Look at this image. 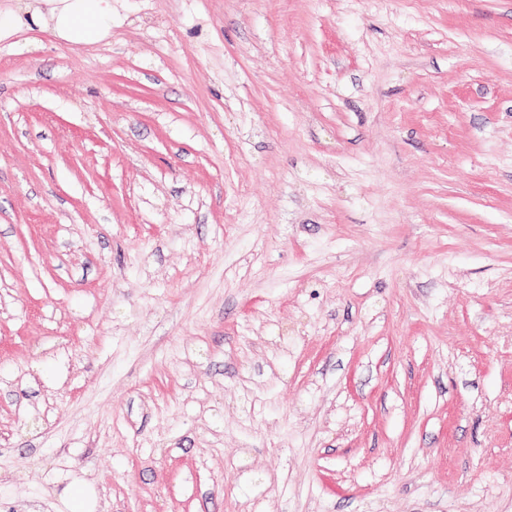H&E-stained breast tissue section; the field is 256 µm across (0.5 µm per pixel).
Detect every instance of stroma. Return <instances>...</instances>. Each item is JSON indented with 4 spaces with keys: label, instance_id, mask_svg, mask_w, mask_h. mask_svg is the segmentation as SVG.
Here are the masks:
<instances>
[{
    "label": "stroma",
    "instance_id": "obj_1",
    "mask_svg": "<svg viewBox=\"0 0 512 512\" xmlns=\"http://www.w3.org/2000/svg\"><path fill=\"white\" fill-rule=\"evenodd\" d=\"M512 512V0H112L0 33V512ZM52 4L47 16L40 7H31L24 16L0 17V27L42 26L52 22L58 36L75 44L99 41L112 27V0H35Z\"/></svg>",
    "mask_w": 512,
    "mask_h": 512
}]
</instances>
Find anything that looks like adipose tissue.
Here are the masks:
<instances>
[{
    "label": "adipose tissue",
    "mask_w": 512,
    "mask_h": 512,
    "mask_svg": "<svg viewBox=\"0 0 512 512\" xmlns=\"http://www.w3.org/2000/svg\"><path fill=\"white\" fill-rule=\"evenodd\" d=\"M50 11L27 10L25 25L52 24L55 33L68 42L99 41L112 26V0H49Z\"/></svg>",
    "instance_id": "adipose-tissue-1"
}]
</instances>
